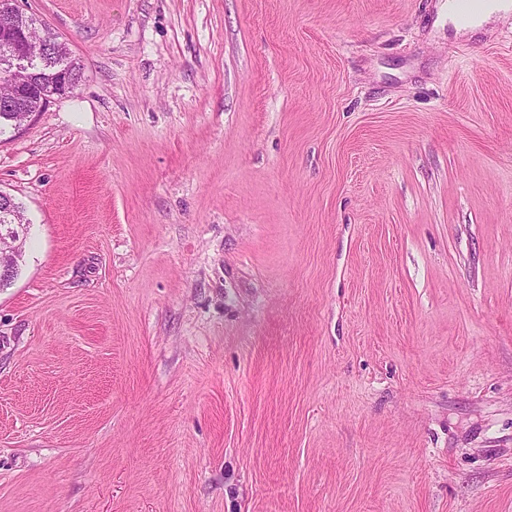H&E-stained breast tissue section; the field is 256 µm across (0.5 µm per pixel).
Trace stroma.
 Here are the masks:
<instances>
[{
  "label": "stroma",
  "mask_w": 512,
  "mask_h": 512,
  "mask_svg": "<svg viewBox=\"0 0 512 512\" xmlns=\"http://www.w3.org/2000/svg\"><path fill=\"white\" fill-rule=\"evenodd\" d=\"M17 0L0 512H512V17ZM11 5H3L0 9V51L4 55L1 62L6 65L4 69L10 75H15L16 80L13 82L10 94L0 100V107H4L5 110L12 109L15 112L0 109V136L8 127L15 129L16 123L22 118L19 112H26L23 99L32 89L42 88L45 96L42 97L40 93L34 92L29 100V112L41 111L53 96L68 94L74 88L65 70L61 71L64 77H59L57 80L49 81L45 78V74L38 66L39 59L34 56L30 43L29 35L34 26L15 24L11 20L13 7L17 9V16L21 23L36 19L20 11L14 2ZM39 38L49 46L42 69L47 76H51L62 68H67L71 75L78 81H82L83 67L71 57L66 44L59 41L58 35L48 26L42 25ZM0 222V240L16 242L22 238L21 229L25 227L26 222L17 212L13 198L2 192L0 193ZM25 234H23V238L18 246L20 257H22L23 253L22 248Z\"/></svg>",
  "instance_id": "obj_1"
}]
</instances>
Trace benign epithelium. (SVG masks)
<instances>
[{
  "mask_svg": "<svg viewBox=\"0 0 512 512\" xmlns=\"http://www.w3.org/2000/svg\"><path fill=\"white\" fill-rule=\"evenodd\" d=\"M13 7H0V53L4 55L5 70L16 76L10 94L0 100V107L16 112L24 111L23 99L34 88L43 89L44 99L62 96L73 90L72 80L67 71H61L62 77L56 80L45 78L38 66V57L34 56L30 43L32 27L19 26L12 21ZM26 225L17 212L13 198L0 193V240L15 242L21 239V229Z\"/></svg>",
  "mask_w": 512,
  "mask_h": 512,
  "instance_id": "obj_1",
  "label": "benign epithelium"
}]
</instances>
